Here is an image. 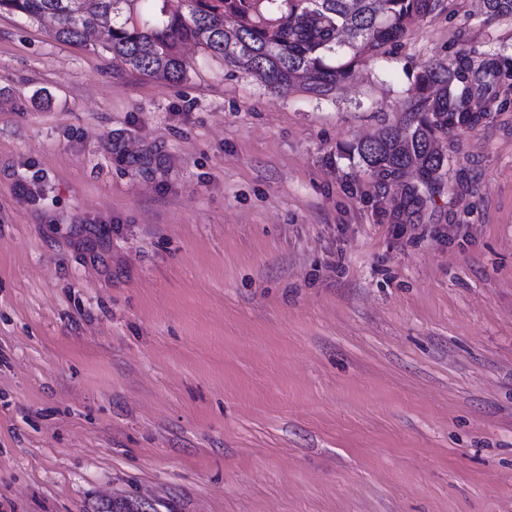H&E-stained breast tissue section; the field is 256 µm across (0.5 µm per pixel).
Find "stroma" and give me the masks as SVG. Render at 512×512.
I'll return each instance as SVG.
<instances>
[{"instance_id": "obj_1", "label": "stroma", "mask_w": 512, "mask_h": 512, "mask_svg": "<svg viewBox=\"0 0 512 512\" xmlns=\"http://www.w3.org/2000/svg\"><path fill=\"white\" fill-rule=\"evenodd\" d=\"M51 29L0 13V512H512V90L434 188L346 154L512 17L442 0L329 97Z\"/></svg>"}]
</instances>
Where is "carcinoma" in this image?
Instances as JSON below:
<instances>
[{"instance_id":"cac0c4a2","label":"carcinoma","mask_w":512,"mask_h":512,"mask_svg":"<svg viewBox=\"0 0 512 512\" xmlns=\"http://www.w3.org/2000/svg\"><path fill=\"white\" fill-rule=\"evenodd\" d=\"M170 10L153 0H0V9L54 22L52 36L80 43L90 29L102 48L131 68L182 81L190 68L180 47L193 41L224 62L243 65L267 87L305 80L316 96L341 89L356 65L401 38L432 14L440 0H182ZM490 18L511 17L512 0H484ZM140 21H131L132 15ZM512 67L493 57L474 64L461 50L448 64L428 65L412 90L411 117L401 134L390 129L348 148L367 171L395 177L409 167L421 182L437 180L447 158L435 148L442 134L475 129L493 112Z\"/></svg>"}]
</instances>
